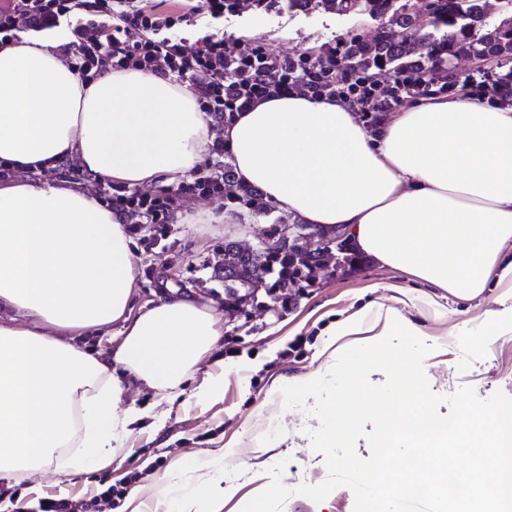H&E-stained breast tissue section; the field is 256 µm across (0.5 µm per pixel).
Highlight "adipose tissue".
<instances>
[{
  "label": "adipose tissue",
  "instance_id": "ef3b65f1",
  "mask_svg": "<svg viewBox=\"0 0 512 512\" xmlns=\"http://www.w3.org/2000/svg\"><path fill=\"white\" fill-rule=\"evenodd\" d=\"M62 37L0 44V479L102 469L145 410L128 383L175 391L215 348L212 308L171 296L132 314L127 224L43 171L74 164L131 187L190 177L213 142L195 93L163 73L87 83ZM238 179L303 223L344 231L382 265L463 298L512 282V108L420 98L367 130L339 99L298 90L222 131ZM121 324L113 351L74 337Z\"/></svg>",
  "mask_w": 512,
  "mask_h": 512
}]
</instances>
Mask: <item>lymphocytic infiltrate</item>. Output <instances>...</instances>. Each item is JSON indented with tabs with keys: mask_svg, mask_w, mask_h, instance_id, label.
I'll return each mask as SVG.
<instances>
[{
	"mask_svg": "<svg viewBox=\"0 0 512 512\" xmlns=\"http://www.w3.org/2000/svg\"><path fill=\"white\" fill-rule=\"evenodd\" d=\"M225 12L224 0H197L193 5L186 0L171 12L160 11L157 0H0V41L26 30L67 24L69 40L61 50L82 80H93L109 69L158 70L189 83L201 111L220 123L225 113L244 111L250 102L269 95L264 83L251 77L252 53L240 54L238 74L228 77L224 57L229 44L223 36L207 34L199 45L190 46L188 35L202 17L220 20ZM341 56L338 48L317 60L300 52L289 55L290 71L281 81L280 92L299 89L292 70L302 64L332 81L333 97L348 101L358 94L373 99L372 112L388 111L391 103L378 96L375 81L351 77L338 64ZM372 112L363 113V120H370ZM186 194L208 197L212 191L200 179L164 195L120 190L112 197V209L135 226L144 217L154 224H166Z\"/></svg>",
	"mask_w": 512,
	"mask_h": 512,
	"instance_id": "lymphocytic-infiltrate-1",
	"label": "lymphocytic infiltrate"
}]
</instances>
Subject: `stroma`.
Here are the masks:
<instances>
[{"label":"stroma","instance_id":"35a3bbf8","mask_svg":"<svg viewBox=\"0 0 512 512\" xmlns=\"http://www.w3.org/2000/svg\"><path fill=\"white\" fill-rule=\"evenodd\" d=\"M377 27L367 17L323 10L267 14L250 4L225 18L224 36L237 48L263 45L283 55L318 56L353 37L371 39ZM206 210L228 215L229 223H189V216ZM281 217L277 211L254 219L225 206L223 196L187 195L171 223L134 232L133 313L171 295L192 297L212 306L224 336L174 397L134 383L127 387L115 413L150 404L155 417L135 431L109 467L67 476L51 465L15 480L14 512H35L47 495L65 500L69 512H123L129 504L138 512H163L165 476L185 458L197 461L193 479L223 475L221 512H241L269 485L268 468L283 459L287 487L323 482L324 457L308 435L319 422L307 409L284 408L279 390L327 373L337 359L328 329L378 304L395 309L423 333L431 347L424 370L433 393L445 399L468 386L482 399L499 390L512 396V283L464 300L358 254L320 271L309 286L289 289L287 297L261 288L253 301L225 308L224 283L212 276L225 241L255 249L271 220ZM493 312L502 315L499 325L479 335ZM214 379L221 382L218 394H201V385ZM217 454L222 460L211 466ZM111 485L119 496L102 498Z\"/></svg>","mask_w":512,"mask_h":512}]
</instances>
